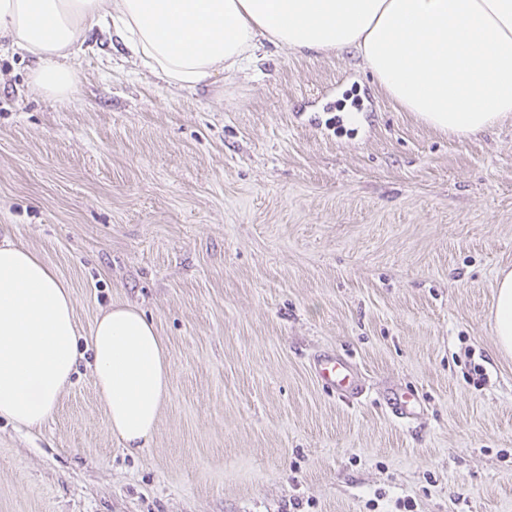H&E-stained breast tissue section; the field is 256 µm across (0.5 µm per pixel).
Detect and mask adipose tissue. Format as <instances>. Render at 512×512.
<instances>
[{
	"label": "adipose tissue",
	"instance_id": "1",
	"mask_svg": "<svg viewBox=\"0 0 512 512\" xmlns=\"http://www.w3.org/2000/svg\"><path fill=\"white\" fill-rule=\"evenodd\" d=\"M112 32L169 86L197 90L256 62L266 46L357 54L382 91L425 125L467 137L512 118V0H0V43L29 56L28 87L64 100L92 32ZM494 334L512 352V271L495 281ZM108 426L137 451L168 396L164 344L117 303L80 342L69 289L30 249L0 244V417L42 424L81 347Z\"/></svg>",
	"mask_w": 512,
	"mask_h": 512
}]
</instances>
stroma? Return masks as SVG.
<instances>
[{
    "mask_svg": "<svg viewBox=\"0 0 512 512\" xmlns=\"http://www.w3.org/2000/svg\"><path fill=\"white\" fill-rule=\"evenodd\" d=\"M75 65L59 103L0 49V240L56 271L81 336L143 311L169 393L127 453L83 357L39 428L0 418V512H512V119L433 130L347 52L274 49L196 91L102 34ZM324 350L357 402L313 376ZM494 334L501 351L512 352V271H502L495 281ZM311 369L324 386L345 400L357 399L362 392L352 363L336 354H320L313 358Z\"/></svg>",
    "mask_w": 512,
    "mask_h": 512,
    "instance_id": "obj_1",
    "label": "stroma"
}]
</instances>
